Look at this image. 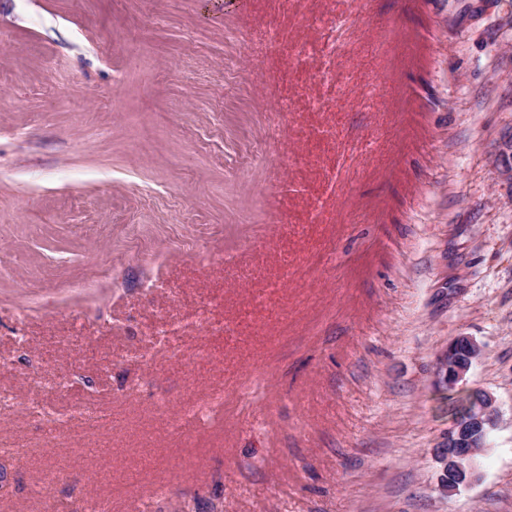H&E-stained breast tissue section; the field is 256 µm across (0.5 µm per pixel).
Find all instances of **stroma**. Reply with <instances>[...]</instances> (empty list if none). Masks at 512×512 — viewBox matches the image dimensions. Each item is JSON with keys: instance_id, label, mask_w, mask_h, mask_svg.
Masks as SVG:
<instances>
[{"instance_id": "1", "label": "stroma", "mask_w": 512, "mask_h": 512, "mask_svg": "<svg viewBox=\"0 0 512 512\" xmlns=\"http://www.w3.org/2000/svg\"><path fill=\"white\" fill-rule=\"evenodd\" d=\"M317 10L0 0V512H512V0H336L355 83L278 111ZM463 335L498 417L444 496Z\"/></svg>"}]
</instances>
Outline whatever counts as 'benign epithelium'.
Here are the masks:
<instances>
[{
  "label": "benign epithelium",
  "mask_w": 512,
  "mask_h": 512,
  "mask_svg": "<svg viewBox=\"0 0 512 512\" xmlns=\"http://www.w3.org/2000/svg\"><path fill=\"white\" fill-rule=\"evenodd\" d=\"M480 354V346L475 340L459 336L439 358L437 385L450 392L468 394L474 402L472 410L453 420L448 428L447 444L435 455L440 465L438 489L443 495L452 494L473 478L476 455L485 447L486 437L497 421L492 396L462 385Z\"/></svg>",
  "instance_id": "7a95c632"
}]
</instances>
